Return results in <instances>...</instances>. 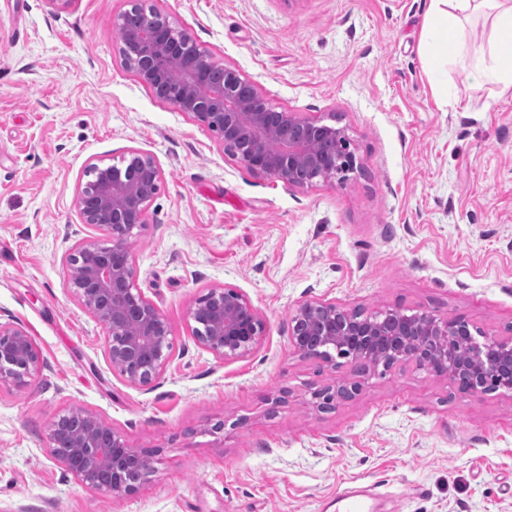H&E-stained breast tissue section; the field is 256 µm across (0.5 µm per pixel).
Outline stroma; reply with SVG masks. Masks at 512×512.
I'll use <instances>...</instances> for the list:
<instances>
[{
	"instance_id": "obj_1",
	"label": "stroma",
	"mask_w": 512,
	"mask_h": 512,
	"mask_svg": "<svg viewBox=\"0 0 512 512\" xmlns=\"http://www.w3.org/2000/svg\"><path fill=\"white\" fill-rule=\"evenodd\" d=\"M151 2L274 108L340 119L362 168L298 190L226 157L122 66L131 0H0V320L42 358L27 385L0 387V512H320L349 481L377 512H512V396L406 364L321 411L312 392L355 364L299 357L288 330L299 303L329 300L512 336V95L453 62L447 94L433 89L428 0ZM456 37L471 56L507 39L481 15ZM131 149L163 172L130 239L132 285L172 331L145 387L113 370L64 263L103 238L76 207L86 168ZM212 287L265 321L249 355L216 358L193 336L189 307ZM71 408L155 450L134 494L88 489L49 458L48 425Z\"/></svg>"
}]
</instances>
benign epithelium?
Listing matches in <instances>:
<instances>
[{"instance_id": "1", "label": "benign epithelium", "mask_w": 512, "mask_h": 512, "mask_svg": "<svg viewBox=\"0 0 512 512\" xmlns=\"http://www.w3.org/2000/svg\"><path fill=\"white\" fill-rule=\"evenodd\" d=\"M147 16L136 34L121 40L124 68L141 85L211 131L224 155L251 173L308 190L361 169L347 127L303 118L267 103L259 86L232 68L213 81V62L169 17L137 0ZM77 210L83 224L105 232V243L73 245L65 255L67 281L78 302L106 329L105 352L128 382L149 386L171 359L170 329L145 296L124 284L134 276L129 240L146 223L162 179L154 156L129 151L123 167H87ZM198 343L220 359L249 355L266 333L251 301L231 288H211L190 308ZM290 342L302 358L336 369L332 352L346 350L361 369L312 393L316 407L331 410L353 398L367 376L413 363L444 376L466 393L512 394V336H488L462 317L442 318L386 308L366 314L331 301L306 300L291 316ZM41 367L40 352L22 329L0 322V385L22 386ZM76 410L49 426L50 457L83 485L117 498L134 493L152 472V453L135 448L86 410L72 429Z\"/></svg>"}]
</instances>
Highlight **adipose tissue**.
I'll use <instances>...</instances> for the list:
<instances>
[{
  "instance_id": "ef3b65f1",
  "label": "adipose tissue",
  "mask_w": 512,
  "mask_h": 512,
  "mask_svg": "<svg viewBox=\"0 0 512 512\" xmlns=\"http://www.w3.org/2000/svg\"><path fill=\"white\" fill-rule=\"evenodd\" d=\"M475 13L490 15L494 28L512 30V0H429L421 46L423 53L433 61L430 80L435 88H444L447 83L441 66L436 63L438 55L449 59L459 57L454 31L456 22L459 16Z\"/></svg>"
}]
</instances>
